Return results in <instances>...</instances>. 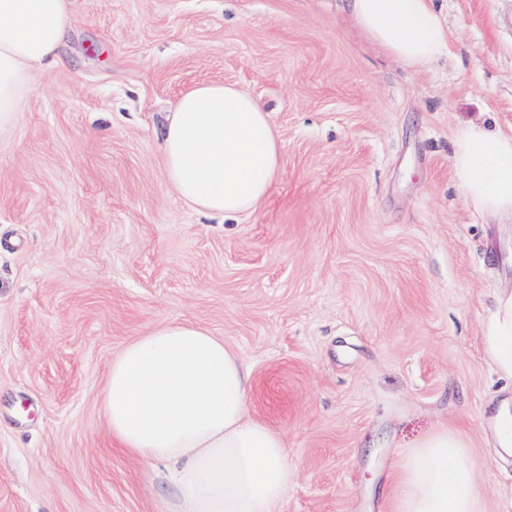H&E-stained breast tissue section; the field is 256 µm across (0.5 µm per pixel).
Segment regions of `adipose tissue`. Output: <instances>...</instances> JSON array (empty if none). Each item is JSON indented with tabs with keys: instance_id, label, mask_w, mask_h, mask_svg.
I'll use <instances>...</instances> for the list:
<instances>
[{
	"instance_id": "obj_1",
	"label": "adipose tissue",
	"mask_w": 512,
	"mask_h": 512,
	"mask_svg": "<svg viewBox=\"0 0 512 512\" xmlns=\"http://www.w3.org/2000/svg\"><path fill=\"white\" fill-rule=\"evenodd\" d=\"M74 0H0V142L16 128L39 69L58 63ZM371 43L416 72L448 47L433 0H346ZM281 143L249 94L201 83L167 117L161 162L192 209L231 219L270 195ZM452 166L481 214L512 218V132L465 124ZM485 352L512 378V290L497 296L482 329ZM252 378L239 355L206 327L173 320L127 342L109 364L101 393L113 444L146 462L169 464L176 493L168 512H279L295 473L282 435L249 415ZM394 512H485L470 455L440 430L407 452L392 476Z\"/></svg>"
}]
</instances>
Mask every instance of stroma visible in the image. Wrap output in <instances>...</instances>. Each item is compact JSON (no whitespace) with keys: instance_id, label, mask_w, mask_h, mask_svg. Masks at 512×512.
I'll return each instance as SVG.
<instances>
[{"instance_id":"obj_1","label":"stroma","mask_w":512,"mask_h":512,"mask_svg":"<svg viewBox=\"0 0 512 512\" xmlns=\"http://www.w3.org/2000/svg\"><path fill=\"white\" fill-rule=\"evenodd\" d=\"M448 50L416 73L343 0H74L0 145V512H163V463L111 444L112 357L173 319L208 327L285 438L281 512H392L399 460L431 433L471 453L485 512H512L493 430L512 379L482 326L512 289V222L466 201L464 123L512 131V0H434ZM235 85L282 140L268 200L233 222L165 178V114Z\"/></svg>"}]
</instances>
